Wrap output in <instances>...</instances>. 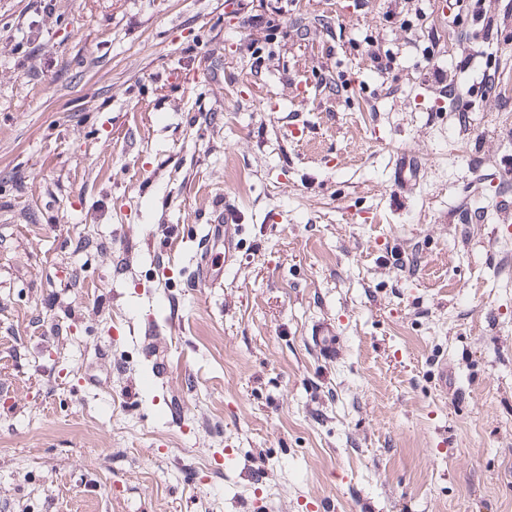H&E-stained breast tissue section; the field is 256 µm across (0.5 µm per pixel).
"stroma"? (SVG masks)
Listing matches in <instances>:
<instances>
[{
  "label": "stroma",
  "mask_w": 512,
  "mask_h": 512,
  "mask_svg": "<svg viewBox=\"0 0 512 512\" xmlns=\"http://www.w3.org/2000/svg\"><path fill=\"white\" fill-rule=\"evenodd\" d=\"M225 2L0 0V512H512V0ZM420 166V161L409 155L400 157L394 172V183L400 192L410 190L412 182L416 181L419 173L418 167ZM240 214L235 209L224 206V254H213L211 248L202 251L197 258L198 270L204 283L213 284L224 274V267L232 263L238 251L237 228ZM223 255V256H221ZM316 345L322 356L334 358L337 352L336 336L333 328L327 323L316 326Z\"/></svg>",
  "instance_id": "35a3bbf8"
}]
</instances>
